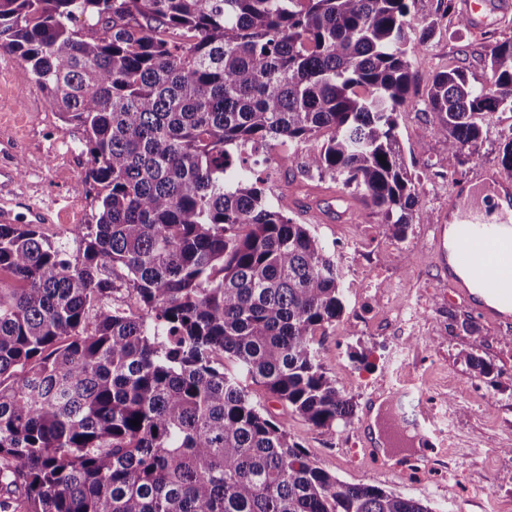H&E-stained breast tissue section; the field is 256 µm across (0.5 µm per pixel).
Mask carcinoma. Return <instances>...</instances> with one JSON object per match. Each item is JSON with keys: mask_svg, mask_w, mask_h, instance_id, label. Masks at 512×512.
I'll return each mask as SVG.
<instances>
[{"mask_svg": "<svg viewBox=\"0 0 512 512\" xmlns=\"http://www.w3.org/2000/svg\"><path fill=\"white\" fill-rule=\"evenodd\" d=\"M413 2L0 0V50L83 128L99 209L73 249L0 224V512H432L323 470L246 391L326 434L354 417L316 340L342 272L253 156L329 132L291 158L405 237L397 113L441 23ZM487 65L429 84L452 154L512 112V40Z\"/></svg>", "mask_w": 512, "mask_h": 512, "instance_id": "1", "label": "carcinoma"}]
</instances>
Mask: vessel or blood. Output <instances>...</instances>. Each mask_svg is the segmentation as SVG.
Listing matches in <instances>:
<instances>
[{
    "label": "vessel or blood",
    "mask_w": 512,
    "mask_h": 512,
    "mask_svg": "<svg viewBox=\"0 0 512 512\" xmlns=\"http://www.w3.org/2000/svg\"><path fill=\"white\" fill-rule=\"evenodd\" d=\"M461 13L472 33L480 34L490 25L492 12H512V0H462ZM14 145L0 140V223H14L19 194L15 173ZM471 191L487 189L512 203V177L494 168H481L469 181ZM479 199H468L460 188L448 193L449 245H438L448 284L483 319L512 328V222L502 221L489 228Z\"/></svg>",
    "instance_id": "vessel-or-blood-1"
}]
</instances>
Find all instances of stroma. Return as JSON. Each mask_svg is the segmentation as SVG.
<instances>
[{
  "label": "stroma",
  "instance_id": "1",
  "mask_svg": "<svg viewBox=\"0 0 512 512\" xmlns=\"http://www.w3.org/2000/svg\"><path fill=\"white\" fill-rule=\"evenodd\" d=\"M443 16V15H442ZM512 39V22L482 36L443 16L427 49L412 58L415 80L398 114V138L419 180L420 217L406 238L389 235L381 218L331 178H308L290 162L291 146L268 155L266 193L300 224L312 225L339 266L346 309L321 340L320 362L352 401L349 425L328 435L310 426L259 386L249 396L283 422L292 439L326 471L347 484L369 483L421 501L433 512H512V329L495 326L455 298L435 255L439 226L448 222V191L478 168L498 167L499 149L512 139V112L490 114L488 135L472 159L448 153L430 135L424 104L437 71L464 67L483 81L492 44ZM11 81L0 82V133L16 139L26 195L55 200L57 223L40 225L52 242L76 244L97 210L84 185L88 155L81 128L44 104L24 63L0 53ZM491 364L480 374L475 361ZM400 399V413L428 412L432 444L387 464L369 439L371 412L381 399Z\"/></svg>",
  "mask_w": 512,
  "mask_h": 512
}]
</instances>
